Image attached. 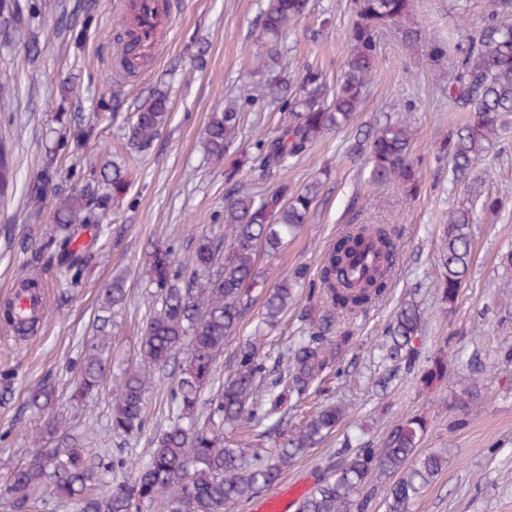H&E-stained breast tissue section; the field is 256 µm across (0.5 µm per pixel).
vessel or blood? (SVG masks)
Masks as SVG:
<instances>
[{
  "mask_svg": "<svg viewBox=\"0 0 512 512\" xmlns=\"http://www.w3.org/2000/svg\"><path fill=\"white\" fill-rule=\"evenodd\" d=\"M175 8L174 0H122L125 38L114 65L127 78H137L155 61Z\"/></svg>",
  "mask_w": 512,
  "mask_h": 512,
  "instance_id": "obj_1",
  "label": "vessel or blood"
}]
</instances>
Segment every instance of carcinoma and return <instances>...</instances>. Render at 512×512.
<instances>
[{"label": "carcinoma", "mask_w": 512, "mask_h": 512, "mask_svg": "<svg viewBox=\"0 0 512 512\" xmlns=\"http://www.w3.org/2000/svg\"><path fill=\"white\" fill-rule=\"evenodd\" d=\"M410 0H353L354 18L349 30L350 53L336 85H327L322 73L306 70L298 87L282 99L288 120L273 136L260 138L252 149L238 142L241 112L235 102L215 112L205 130L207 152L233 156L224 169V244L208 236L197 239L191 254L176 264L170 248L152 244L146 275L159 290L160 305L149 318L141 341L148 368L126 370L115 378V399L110 413L112 430L132 435L144 423L146 393L156 377L175 363L182 345L189 346L186 364L172 389L177 419L155 435V448L147 462L129 478L107 480L108 492L95 486L103 480L97 453L82 444L78 433L60 413L49 416L38 433L30 435L37 448L17 470L0 496L11 501L12 512H38L34 494L49 489L63 500H73L79 512H134L144 504L161 502L164 512H235L258 494L269 490L307 450L321 444L347 414L344 404L328 405L306 417L298 426L283 429L288 411L321 390L327 377L341 375L339 355L351 340L352 330L338 329V321L366 312L390 291L399 260V237L386 224H349L348 230L328 245L318 271L319 303L300 312L301 328L292 344L276 358L263 352L264 329L275 326L288 312L297 288L306 284L308 269L300 264L270 284L257 268L259 249L276 253L284 241L307 223L319 197L321 181L300 189L286 184L258 198L241 178L243 168L263 173L281 171L297 161L324 135L338 131L358 112L377 56L379 31L395 26L408 44L422 40L418 28L407 26ZM310 12L309 0H264L259 35L265 50L255 56L259 65L279 58L284 34ZM0 29L8 44L22 27L14 9ZM512 0H491V10L477 34L454 45V77L444 93L455 111L470 113L466 123L448 132L438 158L451 165L455 180L466 183L487 150L512 124ZM92 22L86 15L76 28L67 15L59 27L80 42ZM170 119L169 100L159 92L134 113L128 145L148 149ZM89 125L65 126L57 131L40 175L29 183L25 196L29 211L39 214L51 206L55 234L47 246L54 248V267L63 275L87 269L89 257L73 246L78 232L97 237L112 206L126 193L128 183L121 167L91 173L81 189L65 190L57 182L53 155L79 147L94 136ZM411 130L389 123L350 149L363 160L367 181L373 185L399 182L410 195L420 191L417 166L409 154ZM471 217L466 209L454 210L442 236L444 269L440 301L452 304L458 297L471 261ZM375 262L354 276L349 270L368 251ZM124 280L115 278L97 316L96 341L85 346L71 369L73 397L83 399L98 389L105 374L103 349L111 339L108 312L126 301ZM262 300V321L253 340L241 345L223 379H218V359L224 342L236 334L240 322L256 300ZM423 312L414 301L402 304L384 330L382 360L399 362L408 370L420 365ZM448 354L434 358L421 370L420 381L431 386L448 377ZM213 393L202 400L205 390ZM55 401L52 384L45 383L30 397V405L48 410ZM206 406L204 422L198 411ZM427 430L426 421L411 417L395 424L382 444L353 442L347 437L316 486L302 498L298 512H368L382 496L385 512H410L417 499L446 468L439 452H418ZM276 434L278 447L258 444Z\"/></svg>", "instance_id": "cac0c4a2"}]
</instances>
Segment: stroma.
<instances>
[{
	"mask_svg": "<svg viewBox=\"0 0 512 512\" xmlns=\"http://www.w3.org/2000/svg\"><path fill=\"white\" fill-rule=\"evenodd\" d=\"M29 37L41 51L30 56L23 42L0 47V70L14 80L15 94L0 101V137L12 144L15 186L0 198V298L13 285L19 265L30 259L31 243L47 240L50 211L30 215L24 192L43 169L51 145L48 131L56 116L96 128L81 148L58 155L55 168L64 188L81 187L91 172L115 162L129 173L130 187L104 222L100 237L83 233L92 260L79 284L39 268L48 311L31 334L16 336L0 323V486L34 447L30 431L46 416L31 409L30 391L39 383L55 386V412L66 415L81 435L91 438L103 464L116 479L131 473L127 460L141 461L153 450L152 438L171 409L172 378L157 379L145 403L140 434L123 437L109 428L111 388L86 403L71 401L70 366L95 334L99 301L113 277L123 276L127 298L112 318L109 374L138 362L140 338L153 312L157 290L145 274L149 245L161 240L176 260H184L196 239L224 236L225 159L208 155L204 131L212 113L227 100L242 112L240 141L251 146L276 134L286 118L280 103L264 93L267 85L297 84L307 68L336 83L349 52L351 0H312V12L287 33L278 64L254 72L258 16L263 0H180L159 58L135 80L116 72L119 30L116 0H17ZM91 4L93 22L82 42L67 41L58 29L60 13L81 15ZM490 11V0H411V19L428 36L449 43L473 36ZM452 58L431 61L426 46H405L396 28L383 30L373 75L351 124L322 137L293 167L245 180L262 194L285 183L301 187L329 169L307 224L277 255H259L270 280L295 266L317 270L324 250L350 219L363 224H395L401 230L400 259L388 295L355 316L352 343L342 355L345 375L332 378L324 392L310 395L288 414L289 425L325 403H344L349 412L336 431L309 457L283 475L275 493L298 503L333 459L344 435L380 444L395 421L415 415L428 420L420 452L448 451V465L413 503L411 512H512V202L486 208L488 198H512V136L490 145L477 165L482 180L474 190L454 183L447 164L437 162L440 140L463 124L451 111L441 86L452 73ZM157 91L167 93L171 119L153 145L131 152L126 135L132 113ZM407 123L410 154L421 173V189L408 195L396 183L369 185L362 161L349 148L376 121ZM464 208L472 216L471 264L452 307H444L437 287L442 279L441 237L448 214ZM415 299L425 313L419 345L422 360L438 350L469 356L479 352L486 372L479 381L483 402L455 428L451 401L469 384L463 366L447 381L422 390L413 376L399 374L387 390L376 386L381 369L369 358L400 304Z\"/></svg>",
	"mask_w": 512,
	"mask_h": 512,
	"instance_id": "1",
	"label": "stroma"
}]
</instances>
